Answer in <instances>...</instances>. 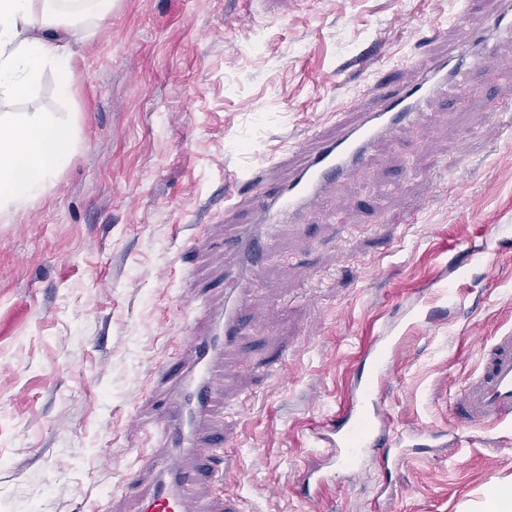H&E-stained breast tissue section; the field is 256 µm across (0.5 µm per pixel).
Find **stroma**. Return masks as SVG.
I'll return each mask as SVG.
<instances>
[{"label": "stroma", "instance_id": "35a3bbf8", "mask_svg": "<svg viewBox=\"0 0 512 512\" xmlns=\"http://www.w3.org/2000/svg\"><path fill=\"white\" fill-rule=\"evenodd\" d=\"M495 0H114L86 18L72 89L45 69L0 113L52 115L76 146L52 188L0 223V512H139L152 476L123 475L164 404L162 374L224 308V240L252 221L237 174L286 180L293 144L356 121L347 100L415 77ZM512 39L496 40L463 109L377 141L366 171L272 230L248 276V330L224 357L215 427L225 498L243 512H457L512 474L503 444L431 448L382 471L357 466L322 496L314 438L359 378L380 331L400 337L385 406L398 429L450 427L480 354L512 331ZM502 225L496 240L485 227ZM449 288L452 301L428 302Z\"/></svg>", "mask_w": 512, "mask_h": 512}]
</instances>
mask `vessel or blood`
<instances>
[{
    "label": "vessel or blood",
    "mask_w": 512,
    "mask_h": 512,
    "mask_svg": "<svg viewBox=\"0 0 512 512\" xmlns=\"http://www.w3.org/2000/svg\"><path fill=\"white\" fill-rule=\"evenodd\" d=\"M491 31L512 34V0H504L492 28L471 25L442 59L417 60L420 76L416 81L382 88L373 105L361 97L352 98L350 106L359 112V122L338 125L333 138L322 141L316 150L304 152L287 182L271 189L261 176H250V206L255 220L239 225L233 235L230 246L236 262L224 278V309L211 317L208 334L188 337L193 359L176 377L170 399L157 416L156 426L169 452L140 459L142 470L154 476L153 492L141 512H197L191 499L197 473L181 460L197 454L202 441L207 444V455L224 452L223 433L206 435L202 428L212 414L213 382L224 363V352L246 331L239 318L247 296L243 281L247 270L271 252L268 225L296 223L313 200L363 168L377 140L389 137L399 126L414 123L431 98L449 88L464 93L471 77L483 71ZM389 349L390 341L384 336L364 349L362 357L370 380L355 385L333 423L317 437L323 455L337 470L364 461L383 470L396 469L419 458L422 446L438 443L441 438L440 433L426 428L408 437L391 430L385 422L378 430L367 431L368 412H380L382 407L377 388L391 373ZM452 414L462 432L481 431L485 440L494 444L499 443L502 430L512 428L511 331L499 336L484 352L480 372L464 386Z\"/></svg>",
    "instance_id": "obj_1"
}]
</instances>
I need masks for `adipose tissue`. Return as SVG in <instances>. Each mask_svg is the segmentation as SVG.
Here are the masks:
<instances>
[{
	"instance_id": "obj_1",
	"label": "adipose tissue",
	"mask_w": 512,
	"mask_h": 512,
	"mask_svg": "<svg viewBox=\"0 0 512 512\" xmlns=\"http://www.w3.org/2000/svg\"><path fill=\"white\" fill-rule=\"evenodd\" d=\"M63 0H0V96L35 84L45 67L60 75L69 95L72 78L66 34H77L78 12ZM74 146L70 127L53 116L0 115V215L43 194Z\"/></svg>"
}]
</instances>
